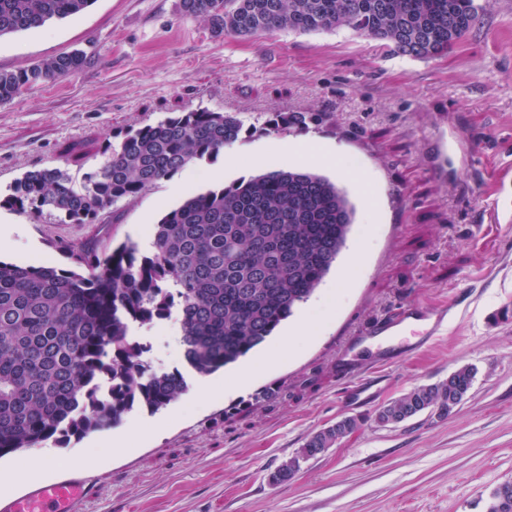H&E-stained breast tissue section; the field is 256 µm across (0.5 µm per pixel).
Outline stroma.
Masks as SVG:
<instances>
[{"mask_svg": "<svg viewBox=\"0 0 512 512\" xmlns=\"http://www.w3.org/2000/svg\"><path fill=\"white\" fill-rule=\"evenodd\" d=\"M478 20L447 54L393 55L348 29L249 39L213 37L182 16L179 0H93L81 14L0 37V70L16 71L75 49L77 74L24 89L0 105V194L25 172L57 167L75 184L107 159L129 126L205 108L250 126L244 145L302 138L335 144L371 185L380 220L364 233V199L345 181L355 224L306 308L313 335L243 391L198 402L179 418L135 408L121 421L45 446L62 458H99L78 512H485L512 482V0H476ZM277 112H309L305 129L263 130ZM223 156L193 163L91 224L12 210L22 233L0 261L72 268L70 247L124 242L141 251L169 210L216 188ZM367 257L350 288L333 294L361 238ZM424 320L390 326L403 311ZM178 316L132 326L158 369ZM470 365L467 399L447 419L422 414L381 427L374 416L401 394ZM346 416L364 423L334 448L302 461L294 480L268 477L315 431ZM155 418V434L116 448L121 426Z\"/></svg>", "mask_w": 512, "mask_h": 512, "instance_id": "obj_1", "label": "stroma"}]
</instances>
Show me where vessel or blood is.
<instances>
[{
  "mask_svg": "<svg viewBox=\"0 0 512 512\" xmlns=\"http://www.w3.org/2000/svg\"><path fill=\"white\" fill-rule=\"evenodd\" d=\"M88 492L85 478L35 485L28 492L0 503V512H77Z\"/></svg>",
  "mask_w": 512,
  "mask_h": 512,
  "instance_id": "vessel-or-blood-1",
  "label": "vessel or blood"
}]
</instances>
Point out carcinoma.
Returning <instances> with one entry per match:
<instances>
[{"label":"carcinoma","instance_id":"carcinoma-1","mask_svg":"<svg viewBox=\"0 0 512 512\" xmlns=\"http://www.w3.org/2000/svg\"><path fill=\"white\" fill-rule=\"evenodd\" d=\"M93 0H0V37L82 13ZM214 37H252L348 28L392 54H444L478 19L475 0H179ZM80 51L17 71H0V104L39 83L79 72ZM307 113L278 112L265 130L302 127ZM245 132L235 114L193 109L131 128L106 146L108 159L76 186L57 167L28 171L0 196V207L56 212L63 223L91 224L197 161L215 157ZM355 208L347 191L317 173L278 170L186 199L155 225L151 251H70L74 270L0 261V457L65 444L143 405L156 412L187 390L183 373L156 370L150 346L130 335L179 313L184 362L209 375L265 343L307 302L345 248ZM476 369L417 387L384 404L380 426L427 407L448 414L467 398ZM110 383L100 394L101 380ZM362 424L347 417L313 433L279 465L274 484L290 481L299 461L333 448ZM486 512H512V495L490 493Z\"/></svg>","mask_w":512,"mask_h":512}]
</instances>
